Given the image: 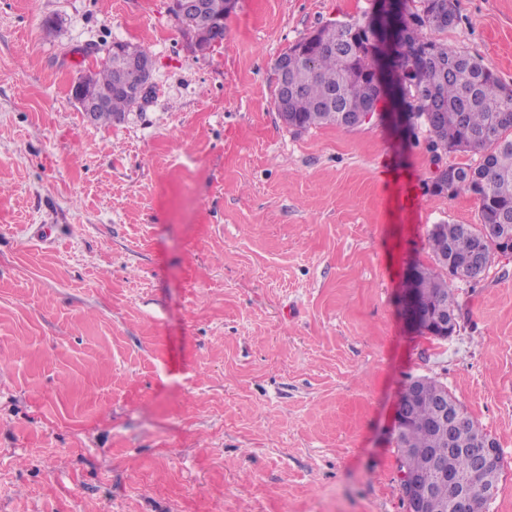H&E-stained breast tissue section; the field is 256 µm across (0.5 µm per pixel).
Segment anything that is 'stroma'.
I'll return each instance as SVG.
<instances>
[{"label":"stroma","instance_id":"obj_1","mask_svg":"<svg viewBox=\"0 0 512 512\" xmlns=\"http://www.w3.org/2000/svg\"><path fill=\"white\" fill-rule=\"evenodd\" d=\"M434 37L512 87V0H451ZM375 0H237L192 53L168 0H0V512H406L394 411L447 387L505 466L512 254L451 285L445 339L401 314L432 225L468 194L387 119L297 133L277 57ZM117 42L152 95L112 124L71 96ZM419 197L403 203L404 187Z\"/></svg>","mask_w":512,"mask_h":512}]
</instances>
